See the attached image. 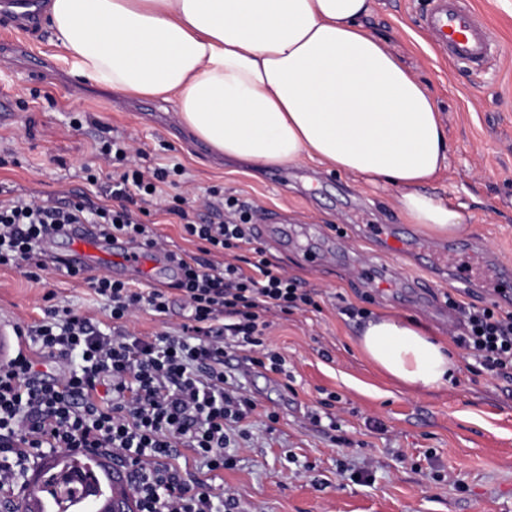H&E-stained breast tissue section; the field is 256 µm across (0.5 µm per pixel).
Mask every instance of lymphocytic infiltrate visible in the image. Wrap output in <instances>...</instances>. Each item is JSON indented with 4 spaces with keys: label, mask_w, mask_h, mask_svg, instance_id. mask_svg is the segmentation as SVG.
Masks as SVG:
<instances>
[{
    "label": "lymphocytic infiltrate",
    "mask_w": 512,
    "mask_h": 512,
    "mask_svg": "<svg viewBox=\"0 0 512 512\" xmlns=\"http://www.w3.org/2000/svg\"><path fill=\"white\" fill-rule=\"evenodd\" d=\"M141 155L122 133L103 136L97 157L114 166L107 204L14 192L0 198V268L20 266L28 279H40L57 262L49 250L52 230L68 224H92L103 238L165 250L145 219L172 170L142 166ZM188 203L177 198L164 212L188 236L226 255L225 263L176 257L172 289L146 292L67 266L66 276L106 301L111 327L56 306L46 308L38 323L15 325L16 335L29 337L32 347L0 363V488L14 485L49 453L82 448L108 454L129 470L138 512H234V502L212 485L187 490L171 459L187 448L209 470L232 466L228 432L257 404L225 371L224 358L237 349L247 352L250 365L283 372L284 359L266 344L268 316L291 314L314 299L295 278L272 270L255 246L250 202L210 191L200 200L210 215L204 224L190 218ZM245 245L252 259L243 266L229 262ZM173 289L189 310L174 332L154 338L123 332L136 311L167 313ZM454 342L484 372L512 380V312L468 307Z\"/></svg>",
    "instance_id": "obj_1"
}]
</instances>
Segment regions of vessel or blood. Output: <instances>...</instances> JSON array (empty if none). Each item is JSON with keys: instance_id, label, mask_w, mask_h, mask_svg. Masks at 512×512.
Wrapping results in <instances>:
<instances>
[{"instance_id": "obj_1", "label": "vessel or blood", "mask_w": 512, "mask_h": 512, "mask_svg": "<svg viewBox=\"0 0 512 512\" xmlns=\"http://www.w3.org/2000/svg\"><path fill=\"white\" fill-rule=\"evenodd\" d=\"M5 7L16 29L31 30L39 13L38 0H5ZM424 30L432 37L441 53L457 64L481 65L487 63L495 51V40L490 29L469 7L465 0H431V6L422 18ZM358 234L383 242L388 252L397 253L413 247V240L396 236L385 224L357 225ZM67 257L74 264L92 269L110 253L108 242L97 236L90 225H76L70 234ZM123 264L130 269L150 272L167 268L165 256L145 257L140 250L129 248L122 252ZM432 266L447 271L459 287L474 291L485 288L487 258L476 247H448L432 250ZM89 458L96 467L107 493L97 496L91 505L93 512H105L107 505L128 493L125 472L109 462L102 454L93 452Z\"/></svg>"}]
</instances>
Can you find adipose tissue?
<instances>
[{
  "label": "adipose tissue",
  "instance_id": "adipose-tissue-1",
  "mask_svg": "<svg viewBox=\"0 0 512 512\" xmlns=\"http://www.w3.org/2000/svg\"><path fill=\"white\" fill-rule=\"evenodd\" d=\"M371 0H48L74 69L124 97L173 103L180 125L254 168L310 158L399 187L405 221L455 236L463 211L425 190L444 168L434 99L363 25ZM364 356L415 392L457 365L424 327L370 318Z\"/></svg>",
  "mask_w": 512,
  "mask_h": 512
}]
</instances>
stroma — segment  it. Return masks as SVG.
I'll return each mask as SVG.
<instances>
[{"instance_id":"obj_1","label":"stroma","mask_w":512,"mask_h":512,"mask_svg":"<svg viewBox=\"0 0 512 512\" xmlns=\"http://www.w3.org/2000/svg\"><path fill=\"white\" fill-rule=\"evenodd\" d=\"M491 29L499 47L483 69L448 62L422 27L430 0H373L366 28L397 55L436 101L448 142L446 166L427 190L464 211L458 239L483 246L495 262L512 263V0H467ZM14 49H0V91L10 120L0 124V186L38 196L81 194L105 199L109 181L86 179L105 127L133 139L144 164L174 160L184 169L180 188L253 201L260 217L288 226L282 238L259 233L274 268L315 294L318 309L269 314V346L285 359V373L243 370L245 394L257 410L230 432L231 468L210 471L192 450L175 463L187 487L208 483L233 498L238 512H512V381L489 376L458 359L453 382L416 393L376 369L356 344L362 318L382 311L410 317L449 340L459 314L446 296L466 305L489 297L457 288L447 273L408 251L391 255L358 237V224H389L402 236L424 237L406 223L399 190L382 180L328 170L311 160L272 169H250L213 155L181 127L171 104L151 98H118L100 84L75 76L47 27L33 37L6 34ZM315 244L318 263L303 249ZM392 274L387 285L361 275L365 265ZM435 287L421 294L414 284ZM54 303L110 325L104 301L76 279L55 270L40 282L18 269H0V322H39ZM187 315L172 294L163 316L143 310L124 329L137 337L176 328ZM276 420H269V413ZM329 414L312 424V414Z\"/></svg>"}]
</instances>
